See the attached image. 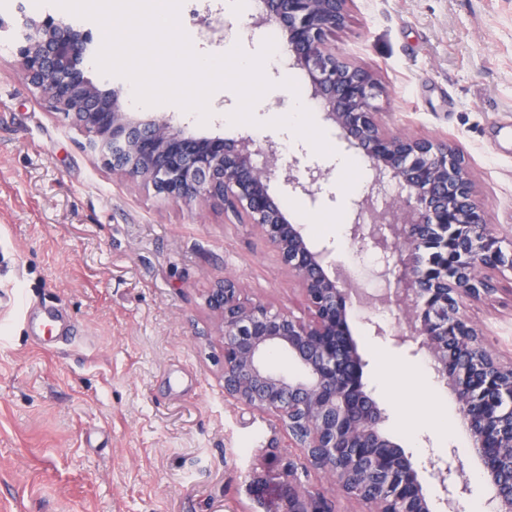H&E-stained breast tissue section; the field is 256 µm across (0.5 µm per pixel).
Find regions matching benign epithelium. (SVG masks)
<instances>
[{"label": "benign epithelium", "instance_id": "benign-epithelium-1", "mask_svg": "<svg viewBox=\"0 0 512 512\" xmlns=\"http://www.w3.org/2000/svg\"><path fill=\"white\" fill-rule=\"evenodd\" d=\"M351 0H263L249 28L273 24L286 45L288 67L305 74L309 102L372 176L350 202L348 235L379 255L373 275L394 284L383 302L405 327L370 322L373 335L432 360L450 388L467 437L492 486L493 512H512V364L502 365L469 325L464 307L495 291L493 273L512 271V250L486 223L460 151L429 138L392 132L376 101L380 79L336 52L332 39L349 22ZM87 35L64 22L23 16L16 55L24 78L71 119L88 147L112 171L175 202L219 205L249 224L293 277L312 317L241 300L224 278L207 304L223 348L224 397L259 414H273L306 464L343 496L370 512H459L472 494L452 446L414 463L383 432L388 419L364 390L367 365L349 329L351 289L328 261L331 250L310 245L300 224L270 193L316 201L332 168L307 161L298 149L283 161L281 143L196 135L170 113L130 111L121 94L88 78ZM273 350L288 352L297 376L272 371ZM278 481L261 489L277 505L265 512H335V502L303 486L289 455Z\"/></svg>", "mask_w": 512, "mask_h": 512}]
</instances>
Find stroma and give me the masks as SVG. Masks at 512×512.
<instances>
[{"mask_svg": "<svg viewBox=\"0 0 512 512\" xmlns=\"http://www.w3.org/2000/svg\"><path fill=\"white\" fill-rule=\"evenodd\" d=\"M223 37L203 31L204 0H182L180 25L201 55L257 54L233 0H219ZM63 21L93 46L104 33L44 0L0 8V512H264L255 477L273 480L289 450L276 417L224 398L222 347L205 297L224 276L249 300L307 318L291 276L248 224L221 207L173 203L131 182L84 147V134L49 111L17 63L23 15ZM337 52L377 73L383 119L396 132L447 141L464 155L493 232L512 241V0H353ZM256 103L257 141L303 147L331 168L316 201L270 190L317 246L353 276L376 260L336 230L356 188L337 158L272 127L296 99L281 73ZM465 315L501 362L512 361V272ZM61 309L79 328L50 351L58 329L26 333V311ZM402 317L379 303L353 306L349 325L367 361L362 382L389 416L386 434L419 458L442 447L426 428L435 373L371 336L368 320Z\"/></svg>", "mask_w": 512, "mask_h": 512, "instance_id": "obj_1", "label": "stroma"}]
</instances>
